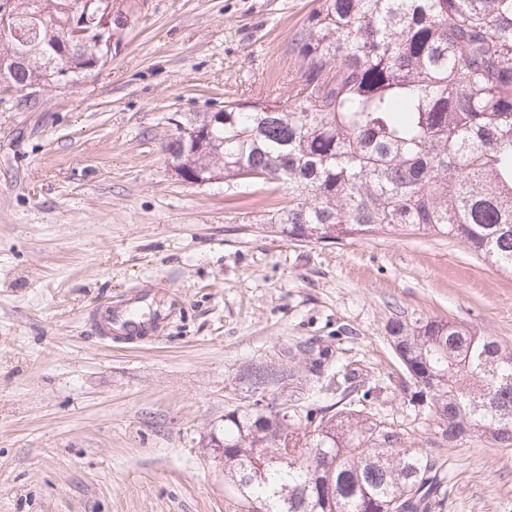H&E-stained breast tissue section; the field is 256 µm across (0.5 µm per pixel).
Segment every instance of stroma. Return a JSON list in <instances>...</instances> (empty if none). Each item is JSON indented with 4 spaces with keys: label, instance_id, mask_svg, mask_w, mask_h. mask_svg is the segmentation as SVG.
<instances>
[{
    "label": "stroma",
    "instance_id": "1",
    "mask_svg": "<svg viewBox=\"0 0 512 512\" xmlns=\"http://www.w3.org/2000/svg\"><path fill=\"white\" fill-rule=\"evenodd\" d=\"M111 59L80 83L0 87V512H224L236 376L287 371L318 336L361 369L390 447L446 474L439 512H512V450L442 442L410 408L395 318L512 344V276L454 238L335 242L273 232L283 182L180 180L176 125L287 95L314 0H136ZM173 310L154 341L91 327L134 289Z\"/></svg>",
    "mask_w": 512,
    "mask_h": 512
}]
</instances>
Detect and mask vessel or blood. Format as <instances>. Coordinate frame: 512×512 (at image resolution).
Masks as SVG:
<instances>
[{"label": "vessel or blood", "mask_w": 512, "mask_h": 512, "mask_svg": "<svg viewBox=\"0 0 512 512\" xmlns=\"http://www.w3.org/2000/svg\"><path fill=\"white\" fill-rule=\"evenodd\" d=\"M154 301V294L134 290L125 300L108 304V332L129 340H149L158 337L169 321L171 312L155 307Z\"/></svg>", "instance_id": "b4317fda"}]
</instances>
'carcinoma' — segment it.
Instances as JSON below:
<instances>
[{"mask_svg": "<svg viewBox=\"0 0 512 512\" xmlns=\"http://www.w3.org/2000/svg\"><path fill=\"white\" fill-rule=\"evenodd\" d=\"M18 3L45 18L49 53L85 0ZM295 48L287 96L226 102L224 123H194L206 143L179 148L186 174L288 183L276 224L290 238L448 236L512 276V0H316ZM89 63L70 58L69 80ZM44 75L37 64L0 70V86ZM388 329L408 403L435 434L512 448V346L431 317ZM299 354L288 414L271 407L273 371L245 377L249 400L224 414V512H434L436 460L383 447L380 424L348 401L359 371L329 347L288 348Z\"/></svg>", "mask_w": 512, "mask_h": 512, "instance_id": "cac0c4a2", "label": "carcinoma"}]
</instances>
